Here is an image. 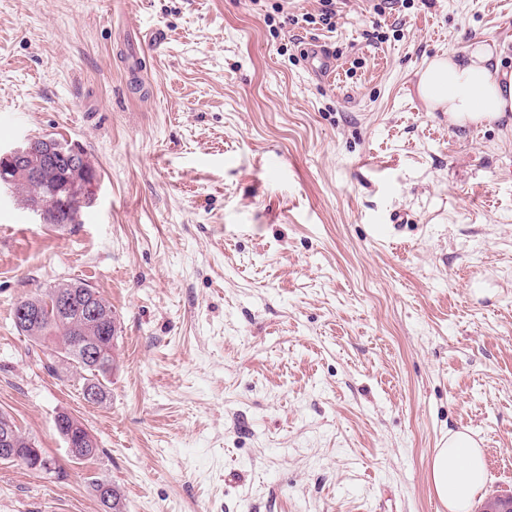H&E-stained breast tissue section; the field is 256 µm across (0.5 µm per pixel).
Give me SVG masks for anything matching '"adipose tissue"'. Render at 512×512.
<instances>
[{"label":"adipose tissue","instance_id":"1","mask_svg":"<svg viewBox=\"0 0 512 512\" xmlns=\"http://www.w3.org/2000/svg\"><path fill=\"white\" fill-rule=\"evenodd\" d=\"M418 94L429 111L447 112L455 125L495 119L512 112V72L503 70L493 47L477 42L464 54L428 61ZM429 478L448 512H471L486 484L487 467L484 451L469 430L449 432L435 451Z\"/></svg>","mask_w":512,"mask_h":512}]
</instances>
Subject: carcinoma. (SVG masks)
<instances>
[{
  "mask_svg": "<svg viewBox=\"0 0 512 512\" xmlns=\"http://www.w3.org/2000/svg\"><path fill=\"white\" fill-rule=\"evenodd\" d=\"M63 169L52 166L51 158L42 154L39 149H34L26 159L24 166L7 173L9 184L7 188L14 194L15 201L26 207L31 204L43 202L46 205V223L55 224L61 228L67 224H77L82 210L91 206L92 201L79 199L82 195L81 187L77 183L81 181L79 176H69L72 187V200L69 209L52 203V189L61 178ZM67 286L68 291L74 296L75 308L64 315L57 314L53 305L52 296L61 286ZM55 284L41 293L25 296L16 302V306L36 305L39 309L40 320L34 325L15 324L19 333L35 344H51V357H55L63 364H69L80 375L81 392L95 389L98 393L96 402L101 403L108 396V384L116 363L115 356L106 355L101 361L88 363L79 358L70 343V337L76 335V330L81 329L87 336L99 335L100 326H88L84 324L82 308L84 300H91L109 310L106 323L114 324L117 317L112 312V305L92 287L82 282H67ZM92 487L100 502L109 512H124L122 496L118 488L111 483L94 479Z\"/></svg>",
  "mask_w": 512,
  "mask_h": 512,
  "instance_id": "1",
  "label": "carcinoma"
}]
</instances>
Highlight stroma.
Masks as SVG:
<instances>
[{
    "mask_svg": "<svg viewBox=\"0 0 512 512\" xmlns=\"http://www.w3.org/2000/svg\"><path fill=\"white\" fill-rule=\"evenodd\" d=\"M320 8L0 0V148L62 137L100 176L63 229L0 194V411L54 463L0 461V512H103L95 477L126 512H446L430 464L461 427L512 490V112L454 126L417 92L476 40L512 66V0ZM64 280L119 320L100 404L13 324ZM61 411L98 456L71 461ZM305 59L310 61V68L317 74L331 76L336 69L335 59L317 42L310 43L306 49Z\"/></svg>",
    "mask_w": 512,
    "mask_h": 512,
    "instance_id": "obj_1",
    "label": "stroma"
}]
</instances>
